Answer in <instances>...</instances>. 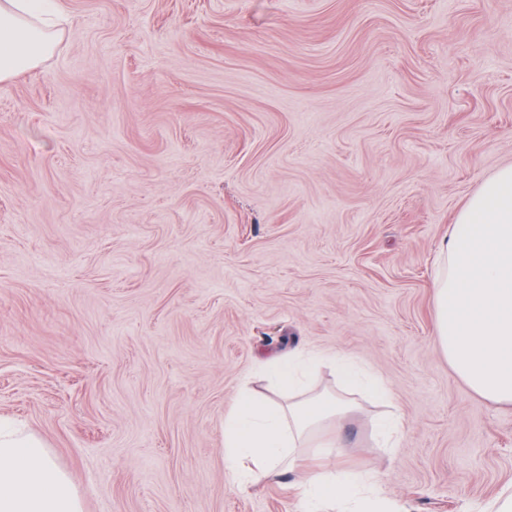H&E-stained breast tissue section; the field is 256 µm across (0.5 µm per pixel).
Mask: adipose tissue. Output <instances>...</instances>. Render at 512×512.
Wrapping results in <instances>:
<instances>
[{
	"label": "adipose tissue",
	"instance_id": "obj_1",
	"mask_svg": "<svg viewBox=\"0 0 512 512\" xmlns=\"http://www.w3.org/2000/svg\"><path fill=\"white\" fill-rule=\"evenodd\" d=\"M69 19L67 0H0V81L39 67ZM435 336L454 372L477 395L512 405V165L487 179L457 214L434 261ZM335 364L345 385L381 399L384 381L351 354L311 349L259 366L267 392L243 388L224 415V468L248 488L293 467L296 448L321 422L342 420L349 401L303 386L318 363ZM302 512H400L378 474L329 466L297 487ZM0 512H84L82 498L44 444L0 423Z\"/></svg>",
	"mask_w": 512,
	"mask_h": 512
}]
</instances>
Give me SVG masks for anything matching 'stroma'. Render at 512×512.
<instances>
[{
  "label": "stroma",
  "instance_id": "obj_1",
  "mask_svg": "<svg viewBox=\"0 0 512 512\" xmlns=\"http://www.w3.org/2000/svg\"><path fill=\"white\" fill-rule=\"evenodd\" d=\"M0 82V415L84 512H299L232 486L224 412L259 360L358 356L340 464L409 512L512 486V407L434 336L432 257L512 165V0H68Z\"/></svg>",
  "mask_w": 512,
  "mask_h": 512
}]
</instances>
